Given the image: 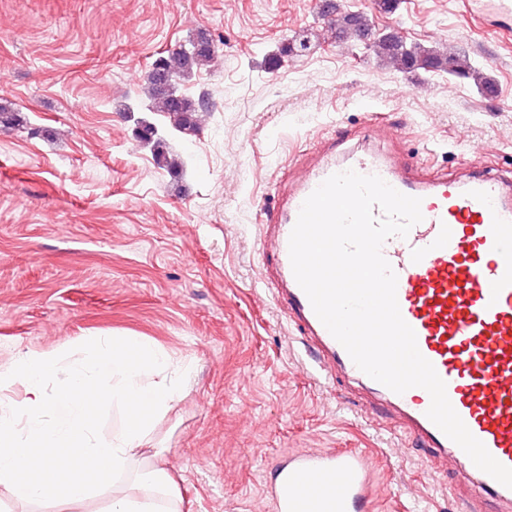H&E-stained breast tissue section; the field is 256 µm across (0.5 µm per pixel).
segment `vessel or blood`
Masks as SVG:
<instances>
[{"label":"vessel or blood","instance_id":"1","mask_svg":"<svg viewBox=\"0 0 512 512\" xmlns=\"http://www.w3.org/2000/svg\"><path fill=\"white\" fill-rule=\"evenodd\" d=\"M411 168L410 161L370 152L307 168L264 214L260 237L270 259L268 279L275 300L306 337L325 385L340 379L357 384L371 396L365 404L371 422H397L411 442L427 448L429 459L451 456L462 465L478 489L468 496L466 512H497V505L512 506V488L478 469L428 418L425 389L398 394L363 373L317 317L292 270L289 238L300 208L332 174L377 175L420 198L422 221L382 247L397 275L400 313L467 428L497 461L512 467V172L424 180L411 176ZM309 482L323 485L325 497L307 498ZM268 493L273 512H368L374 467L351 448L300 451L277 467Z\"/></svg>","mask_w":512,"mask_h":512}]
</instances>
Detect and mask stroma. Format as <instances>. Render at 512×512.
<instances>
[{"label": "stroma", "instance_id": "35a3bbf8", "mask_svg": "<svg viewBox=\"0 0 512 512\" xmlns=\"http://www.w3.org/2000/svg\"><path fill=\"white\" fill-rule=\"evenodd\" d=\"M337 2L466 52L496 97L383 64L336 37L320 0H0V93L24 119L0 128V364L116 333L189 366L153 439L184 512H271L277 465L311 448L373 459V512H464L455 462L432 468L343 384L317 381L263 279L258 227L324 140L407 152L431 176L512 171V17L476 21L467 0H400L392 13ZM303 29L312 51L272 66ZM202 31L215 59L178 89L212 108L182 134L150 111L143 76ZM146 121L183 160L179 175L138 139Z\"/></svg>", "mask_w": 512, "mask_h": 512}]
</instances>
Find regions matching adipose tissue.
Segmentation results:
<instances>
[{
	"instance_id": "obj_1",
	"label": "adipose tissue",
	"mask_w": 512,
	"mask_h": 512,
	"mask_svg": "<svg viewBox=\"0 0 512 512\" xmlns=\"http://www.w3.org/2000/svg\"><path fill=\"white\" fill-rule=\"evenodd\" d=\"M82 351L0 366V489L19 512H64L96 496L108 498L107 512H183L161 452L146 451L180 395L166 377L170 356L137 336H87ZM111 410L119 421L107 428ZM34 458L41 476L24 479Z\"/></svg>"
}]
</instances>
